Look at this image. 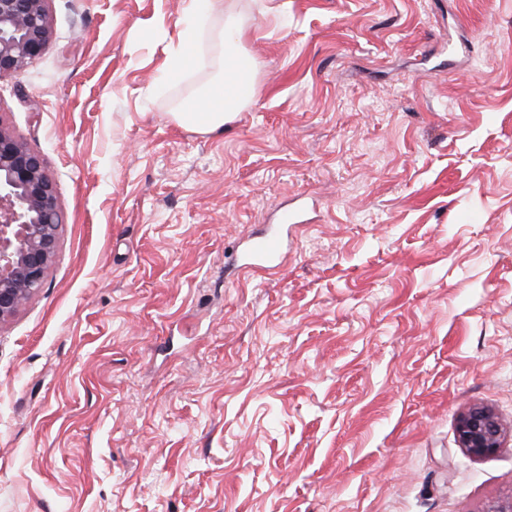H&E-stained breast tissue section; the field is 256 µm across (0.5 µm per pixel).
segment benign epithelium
Segmentation results:
<instances>
[{
	"label": "benign epithelium",
	"mask_w": 512,
	"mask_h": 512,
	"mask_svg": "<svg viewBox=\"0 0 512 512\" xmlns=\"http://www.w3.org/2000/svg\"><path fill=\"white\" fill-rule=\"evenodd\" d=\"M46 0H0V81L40 57L51 33ZM62 210L42 159L0 126V325L44 285ZM461 448L481 457L500 447L502 424L484 407L460 415Z\"/></svg>",
	"instance_id": "benign-epithelium-1"
}]
</instances>
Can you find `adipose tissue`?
<instances>
[{"instance_id": "adipose-tissue-1", "label": "adipose tissue", "mask_w": 512, "mask_h": 512, "mask_svg": "<svg viewBox=\"0 0 512 512\" xmlns=\"http://www.w3.org/2000/svg\"><path fill=\"white\" fill-rule=\"evenodd\" d=\"M244 34V25L235 14H228L224 28L214 36L223 52L222 76L208 87L197 103L176 107L174 118L179 124L215 131L233 120L249 101L256 65L243 62L237 51Z\"/></svg>"}]
</instances>
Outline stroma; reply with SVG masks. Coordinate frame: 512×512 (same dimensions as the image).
<instances>
[{"mask_svg":"<svg viewBox=\"0 0 512 512\" xmlns=\"http://www.w3.org/2000/svg\"><path fill=\"white\" fill-rule=\"evenodd\" d=\"M0 82L64 224L0 326V512H485L512 499V0H47ZM256 95L171 112L186 25ZM293 214L288 255L240 268ZM504 429L477 458L456 423ZM245 31L236 15L229 12L224 28L210 35L222 50V77L208 87L197 103L176 107L172 114L179 124L216 131L233 120L250 100L256 62L252 59L249 63H242V56L237 51ZM456 432L460 447L472 456L481 457L500 447L502 424L492 411L472 407L458 418Z\"/></svg>","mask_w":512,"mask_h":512,"instance_id":"stroma-1","label":"stroma"}]
</instances>
